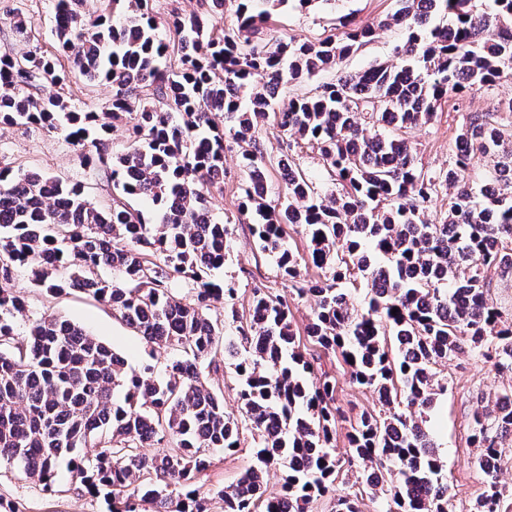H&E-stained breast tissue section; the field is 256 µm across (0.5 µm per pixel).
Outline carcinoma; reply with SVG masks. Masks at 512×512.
Wrapping results in <instances>:
<instances>
[{"instance_id":"1","label":"carcinoma","mask_w":512,"mask_h":512,"mask_svg":"<svg viewBox=\"0 0 512 512\" xmlns=\"http://www.w3.org/2000/svg\"><path fill=\"white\" fill-rule=\"evenodd\" d=\"M77 0H55L64 18L54 33L71 69L112 83L103 112L71 109L58 89L68 73L35 50L0 52V125L40 126L65 134L80 161L104 171L113 189L151 201L155 222L119 204L100 207L84 187L0 165V466L55 492L54 471L68 460L71 483L101 496L112 512H307L334 492L343 465L383 498L384 512H448L449 486L426 429L427 412L447 391L436 366L465 349L483 350L499 372L512 371V320L486 300V272L512 278V132L494 113L464 120L448 169L419 167L404 134L431 121L444 98L491 85L512 72V0H398L374 25L343 24L341 38L289 39L274 50L256 41L269 11L287 0H237V24L215 36L224 0L169 26L184 50L165 59L149 0H107L87 16ZM405 29L399 62L317 84L277 107L279 89L336 65L380 27ZM50 86L57 91L39 95ZM282 134L317 148L338 192L321 195L285 155L286 193L265 199L266 160L256 139L268 118ZM131 123L132 143L112 154V121ZM390 127L396 136L370 132ZM247 148L242 209L257 216L260 249L277 258L290 282L301 261L322 277L295 288L314 298L306 336L340 351L352 383L373 389L383 412L363 411L347 430L346 460L335 452L336 379L315 373L292 329L288 296L256 289L246 325L238 323L235 284L209 281L224 266L232 225L199 223L209 189L224 182V141ZM493 162L481 181L470 157ZM498 182L489 195L486 183ZM450 190L446 216L425 218L428 203ZM307 231V256L287 248L284 226ZM56 299L79 291L112 307L150 347L180 358L163 377L126 359L84 326L43 314L20 335L12 321L23 303L14 269ZM104 270L117 272L107 279ZM371 286L357 309L344 285ZM193 285L190 300L173 288ZM224 298V321L208 315ZM232 327L237 339H226ZM231 361L238 414L201 377ZM512 391L495 414L475 411L470 439L482 453L485 490L471 512H506L500 439L512 431ZM250 422L256 462L235 484L204 491L198 477L218 450L240 447L239 420ZM159 446L149 457L140 449ZM282 472V490L265 495L264 476Z\"/></svg>"}]
</instances>
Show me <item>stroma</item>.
Masks as SVG:
<instances>
[{
    "instance_id": "35a3bbf8",
    "label": "stroma",
    "mask_w": 512,
    "mask_h": 512,
    "mask_svg": "<svg viewBox=\"0 0 512 512\" xmlns=\"http://www.w3.org/2000/svg\"><path fill=\"white\" fill-rule=\"evenodd\" d=\"M396 9V0H314L305 9L298 8L294 0H286L284 6L272 11L260 37L271 44L289 37L314 41L341 35L342 24L346 21L356 25L378 23L371 42L343 59L338 69L323 71L318 76L319 81H331L342 71L356 73L396 62L395 48L405 34L399 28L382 24ZM18 14L32 22L24 39L9 25L10 19ZM54 26V0H0V51H57ZM508 99H512V75L501 78L492 87L477 88L442 102L435 117L409 135V145L419 165L429 172L446 169L464 117L491 111L498 102ZM258 136L267 162L268 197H277L284 190L277 162L286 151L292 152L296 163L320 190L332 189L331 177L311 145L301 143L287 148L276 126L270 123L259 129ZM0 160L16 170H37L80 183L97 204L118 198L102 172L81 166L76 150L59 132L0 126ZM244 182L241 150L235 142H228L224 150V183L212 188L210 210L215 221L232 223L235 231L223 268L213 271L212 276L235 281L238 313L245 319L250 313L254 289L284 294L289 292L290 284L279 274L275 257L260 250L252 232L251 213L239 207ZM14 284L26 304L24 314L15 318L19 331H26L31 317L47 309L85 326L94 336L124 354L132 368H140L147 362L160 368L176 356L175 351L168 348L149 350L108 306L80 292L73 291L54 300L45 297L34 288L28 268H18ZM307 351L318 355L322 371L336 378L337 403L346 415L345 422L339 423L337 428L336 454L344 456L347 419L364 410L379 409L380 404L372 390L349 383L341 355L321 353L319 347L312 344ZM441 374L448 381V391L431 412L429 426L450 487L451 510L469 512L484 490L481 473L475 465L480 450L469 439L470 419L475 410L494 407L497 396L512 387V374L497 372L477 351L466 352L449 361L442 367ZM251 446V440L247 439L236 452L218 455L212 466L201 474L200 485L209 489L233 484L252 463ZM57 482L58 492L50 494L37 480L4 467L0 469V499L14 502L19 512H109L103 499L70 486L66 470H59Z\"/></svg>"
}]
</instances>
